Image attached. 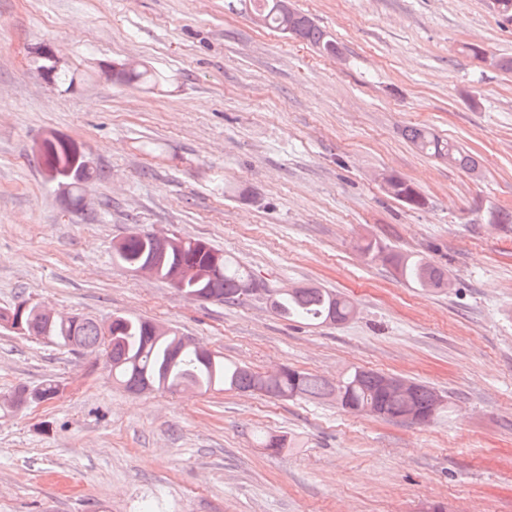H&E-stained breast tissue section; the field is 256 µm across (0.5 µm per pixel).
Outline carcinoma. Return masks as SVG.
I'll list each match as a JSON object with an SVG mask.
<instances>
[{"label":"carcinoma","instance_id":"1","mask_svg":"<svg viewBox=\"0 0 512 512\" xmlns=\"http://www.w3.org/2000/svg\"><path fill=\"white\" fill-rule=\"evenodd\" d=\"M282 2L224 0V9L231 13L245 11L252 16L260 15L265 19V28L301 39L321 54L332 56L340 53V46L331 35L300 12L293 16L286 14L281 7ZM127 82L154 90L168 85L170 76L144 64L127 75ZM405 136L427 156L444 159L468 172H476L480 168L473 153L425 127H410L405 130ZM391 183V194L395 198L412 208L425 205L424 197L407 180L393 175ZM115 256L127 268L154 260L151 234L140 232L126 237ZM215 259L219 261L217 273L204 279L190 278L181 288L186 299L203 301L209 298L220 304H236L243 300L242 288L251 283L259 287L245 266L202 240L183 250L168 252L159 262L158 278L165 279L167 272L174 267L208 268ZM393 265L402 278L418 288L438 290L448 285L444 270L421 257L396 254ZM268 302L276 316L309 324L344 323L350 320L355 308L347 297L319 286L284 289L269 295ZM27 335L73 352H101L104 368L112 381L135 393L149 385L157 391L178 387L206 392L213 389L237 390L281 400L297 397L333 401L340 395L351 411L366 414L369 408L379 407L392 416L404 413L410 406L426 413L436 395L434 388L419 381L413 383V391L408 397L389 392L381 386L382 373L365 369L349 372L336 384L294 368L273 376L262 375L227 364L217 353L206 356L194 345L176 346L174 337L154 335L150 321L134 316L119 317L107 341L101 336L97 322L80 316L72 322L60 320L47 329L29 331Z\"/></svg>","mask_w":512,"mask_h":512}]
</instances>
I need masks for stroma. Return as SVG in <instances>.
<instances>
[{
  "label": "stroma",
  "mask_w": 512,
  "mask_h": 512,
  "mask_svg": "<svg viewBox=\"0 0 512 512\" xmlns=\"http://www.w3.org/2000/svg\"><path fill=\"white\" fill-rule=\"evenodd\" d=\"M336 57L255 27L224 0H0V310L19 299L103 322L164 324L254 372L330 381L360 367L424 382L447 402L426 424L331 401L192 389L132 394L95 354L0 326V395L47 379L58 398L0 418V512H512V23L490 0H292ZM75 74L50 85L36 52ZM137 60L146 90L110 67ZM419 124L476 154L471 174L419 153ZM75 141L100 177L75 205L33 152ZM426 200L412 209L380 175ZM149 231L201 239L260 293L195 302L135 275L114 244ZM413 254L451 287L408 284ZM331 288L356 316L306 325L265 290ZM288 447H260L261 435ZM123 78H127V82L130 84L152 90L161 89L171 81L169 75L146 64Z\"/></svg>",
  "instance_id": "35a3bbf8"
}]
</instances>
